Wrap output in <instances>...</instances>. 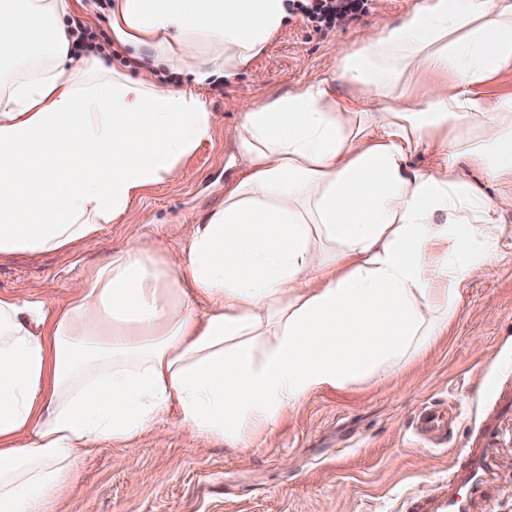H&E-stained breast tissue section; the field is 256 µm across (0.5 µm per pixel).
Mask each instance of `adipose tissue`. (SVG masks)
<instances>
[{"label":"adipose tissue","mask_w":512,"mask_h":512,"mask_svg":"<svg viewBox=\"0 0 512 512\" xmlns=\"http://www.w3.org/2000/svg\"><path fill=\"white\" fill-rule=\"evenodd\" d=\"M82 7L0 0V62L49 56L0 83V260L69 250L125 216L210 137L200 84L248 67L288 16V0H112L115 43L192 68L173 89L74 59L64 20ZM511 67L512 0H416L331 61L349 93L321 81L243 105L244 173L183 263L132 225L66 305L0 294V512H52L80 454L171 410L248 448L311 394L385 379L442 335L512 208L455 167L512 184V97L482 91ZM421 150L436 164H412Z\"/></svg>","instance_id":"obj_1"}]
</instances>
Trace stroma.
Wrapping results in <instances>:
<instances>
[{"mask_svg": "<svg viewBox=\"0 0 512 512\" xmlns=\"http://www.w3.org/2000/svg\"><path fill=\"white\" fill-rule=\"evenodd\" d=\"M414 2L376 0L368 14L325 35L288 17L249 69L204 87L217 116L211 137L170 178L142 191L127 222L106 225L65 253L0 263V292H39L63 304L73 281L125 247L129 222L171 262H182L193 226L223 204L224 184L238 173L225 132L238 124L240 103L325 78L345 94L326 59L355 49ZM499 227L495 270L462 285L445 333L393 378L315 392L273 438H252L245 452L198 441L169 413L135 447L115 444L85 456L53 512H412L414 498L447 477L457 452L479 448L488 455L470 512H512V210L500 214ZM426 405L456 413L436 449L417 435Z\"/></svg>", "mask_w": 512, "mask_h": 512, "instance_id": "obj_1", "label": "stroma"}]
</instances>
